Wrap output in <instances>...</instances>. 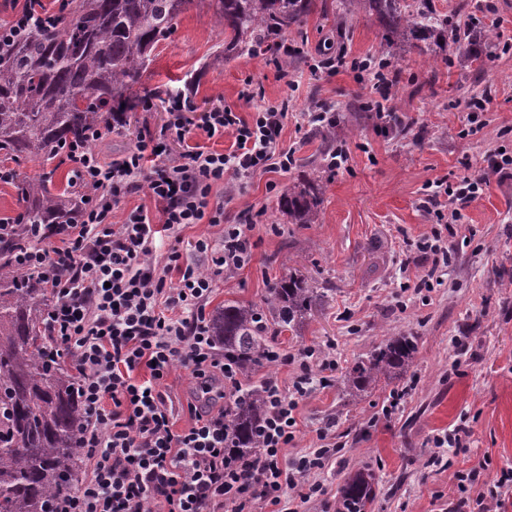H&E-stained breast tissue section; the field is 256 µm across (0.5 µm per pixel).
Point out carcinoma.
Returning a JSON list of instances; mask_svg holds the SVG:
<instances>
[{"label":"carcinoma","instance_id":"carcinoma-1","mask_svg":"<svg viewBox=\"0 0 512 512\" xmlns=\"http://www.w3.org/2000/svg\"><path fill=\"white\" fill-rule=\"evenodd\" d=\"M70 10L46 27L0 49V151L19 163L56 155L60 143L83 144L91 130L123 122L138 104L156 44L168 38L195 0H69ZM382 22L384 45L427 42L448 29L430 0H341ZM315 0H215L214 16L230 40L224 51L260 47L299 25ZM26 224H73L82 198L72 180L62 190L48 176L15 183ZM319 186L288 188L279 207L298 224L318 220ZM13 242H0V512H52L81 469L84 407L67 352L54 353L46 335L51 298L43 276L13 266ZM317 298L304 279L288 276L268 288L264 305L281 329L298 331ZM254 310L227 303L210 332L247 372L268 343ZM417 354L414 337L380 341L339 381L357 395L379 379L397 380ZM264 413L260 391H247L229 416L233 450L256 451L254 429ZM376 476L360 469L344 478L336 512H370Z\"/></svg>","mask_w":512,"mask_h":512}]
</instances>
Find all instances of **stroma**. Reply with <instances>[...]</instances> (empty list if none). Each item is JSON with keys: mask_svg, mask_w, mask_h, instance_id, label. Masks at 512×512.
<instances>
[{"mask_svg": "<svg viewBox=\"0 0 512 512\" xmlns=\"http://www.w3.org/2000/svg\"><path fill=\"white\" fill-rule=\"evenodd\" d=\"M459 0H431L454 28L495 30L482 66L470 65L455 43L420 54L397 45L382 50L383 27L376 15L358 11L343 18L313 10L298 29L271 39L256 54L225 53L211 0H197L173 33L152 52L143 78L146 89L182 86L193 76L192 121L214 103L251 119L257 106H288L280 136L293 150L288 171L261 172L224 198L211 201L234 214L258 212L255 243L245 268L218 282L207 313L224 303L261 307L270 283L301 273L325 293L300 334L269 325L267 334L288 351L304 346L336 347V371L344 373L387 334L416 336L419 352L404 376L379 383L359 398L340 395L337 385L319 388L299 402L296 452L316 439L322 419L335 417L344 445L322 478L335 492L343 477L371 469L378 481L372 512H448L460 494L448 471L427 466V440L464 423L472 431L467 452L454 469L485 462L484 479L494 483L512 462V178L492 179L482 197L464 208L459 224L428 211L427 185L435 180L481 174L485 155L503 148L512 154V0H492L460 13ZM345 65L330 71L328 60ZM289 59L287 79L278 63ZM397 73L390 105L408 124L405 135L385 128L363 105L377 92L363 64ZM485 102L483 129L469 122L470 102ZM318 110L336 119V142L350 154L347 167L328 166L329 153L303 113ZM162 104L128 112L126 126L107 130L91 146L102 160L121 156L142 124L160 128ZM319 177L323 202L314 224H295L280 212V196L298 182ZM439 231L451 258L431 287L415 291L428 263L421 238ZM407 396L400 410L384 415L397 391Z\"/></svg>", "mask_w": 512, "mask_h": 512, "instance_id": "obj_1", "label": "stroma"}]
</instances>
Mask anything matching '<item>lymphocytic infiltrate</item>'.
I'll use <instances>...</instances> for the list:
<instances>
[{
    "instance_id": "obj_1",
    "label": "lymphocytic infiltrate",
    "mask_w": 512,
    "mask_h": 512,
    "mask_svg": "<svg viewBox=\"0 0 512 512\" xmlns=\"http://www.w3.org/2000/svg\"><path fill=\"white\" fill-rule=\"evenodd\" d=\"M190 109L184 94H169L159 132L142 127L134 146L108 162L82 145L63 149L73 184L86 197L76 223L0 221V241L21 242L16 264L43 275L55 297L47 325L57 350L73 355L86 413V471L54 512H300L327 494L320 475L341 450L335 420L317 429L314 446L301 455L291 458L286 450L295 441L300 399L313 383H327L335 354L320 346L291 354L268 345L258 450L236 454L226 418L244 393L241 370L216 344L205 315L217 281L250 263L256 226L248 209L225 217L223 206L211 203L212 188L287 170L291 154L279 139L288 114L271 105L247 121L219 103L197 126ZM198 130L210 137L227 132L238 143L228 154L199 147L169 152L168 140ZM506 176L512 177V155L492 152L480 175L448 186L435 182L429 203L437 208L449 197L455 207L448 221L460 223L461 206L479 198L491 178ZM143 191L159 219L139 207L116 220L119 202ZM192 224L220 227L219 240L197 239L192 259L175 246L158 257L161 234L176 238ZM288 366L294 380L287 387L278 372ZM178 368L190 377L192 419L180 432L165 385ZM483 471L478 465L453 473L461 493L453 512H505L512 468L502 467L491 486Z\"/></svg>"
}]
</instances>
